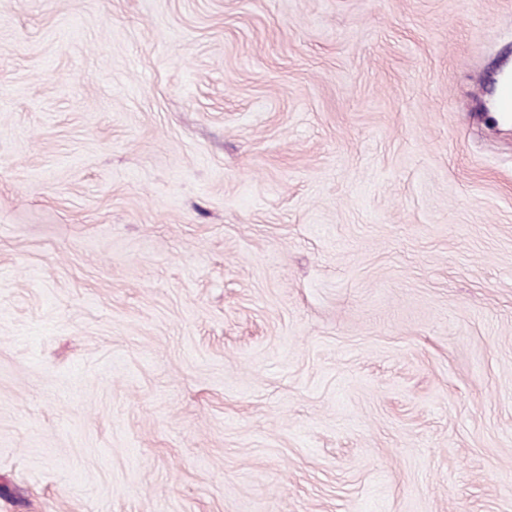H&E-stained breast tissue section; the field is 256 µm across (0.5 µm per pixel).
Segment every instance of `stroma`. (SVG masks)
<instances>
[{
	"label": "stroma",
	"instance_id": "35a3bbf8",
	"mask_svg": "<svg viewBox=\"0 0 512 512\" xmlns=\"http://www.w3.org/2000/svg\"><path fill=\"white\" fill-rule=\"evenodd\" d=\"M512 0H0V512H512Z\"/></svg>",
	"mask_w": 512,
	"mask_h": 512
}]
</instances>
